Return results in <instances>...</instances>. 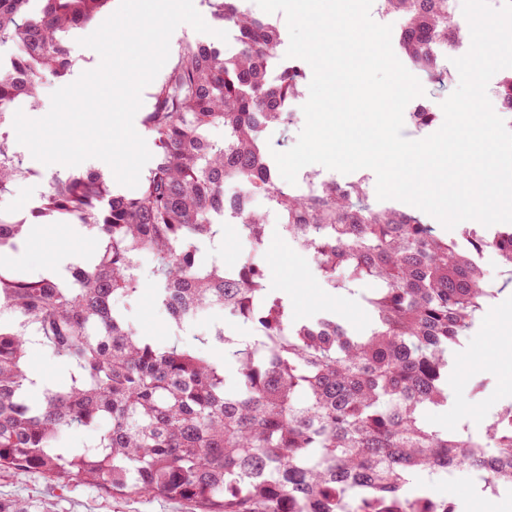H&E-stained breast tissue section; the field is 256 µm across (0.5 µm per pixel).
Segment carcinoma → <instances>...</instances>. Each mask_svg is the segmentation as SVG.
I'll list each match as a JSON object with an SVG mask.
<instances>
[{
  "instance_id": "carcinoma-1",
  "label": "carcinoma",
  "mask_w": 512,
  "mask_h": 512,
  "mask_svg": "<svg viewBox=\"0 0 512 512\" xmlns=\"http://www.w3.org/2000/svg\"><path fill=\"white\" fill-rule=\"evenodd\" d=\"M109 0H0V43L22 47L0 72V102L35 101L46 75L70 66L64 34L104 16ZM454 0H381L401 16L399 45L411 64L437 75L463 35ZM214 20L237 32L233 54L188 43L151 94L142 122L156 158L139 189L109 192L99 172L53 175L35 218L72 221L95 242L67 276L0 272V472L33 470L61 484L91 486L115 499L163 496L198 512H458L453 501L412 495L422 472L478 474L484 488L512 491V404L481 434L429 425V407L448 403L455 350L493 292L473 254L489 248L512 280V225L465 224L461 240L430 224L368 203L362 184L322 183L311 194L278 183L266 132L291 125L288 102L303 68L280 61L281 29L215 0ZM512 112V75L497 89ZM0 192L28 174L3 131ZM224 127V140L210 137ZM238 189L227 194L224 186ZM262 196L280 226L318 266L327 287L362 295L370 325L353 332L334 313L298 321L288 290L267 285L254 258L228 265L201 254L229 214L241 236L262 243ZM33 224L0 214V251L18 249ZM154 256V299L181 329L212 309L249 322L240 341L216 324L211 340L233 360L194 346L159 348L116 307L141 294L140 254ZM46 346L68 377L35 388L30 346ZM98 431L73 448L69 431Z\"/></svg>"
}]
</instances>
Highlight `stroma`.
I'll return each mask as SVG.
<instances>
[{"mask_svg": "<svg viewBox=\"0 0 512 512\" xmlns=\"http://www.w3.org/2000/svg\"><path fill=\"white\" fill-rule=\"evenodd\" d=\"M97 28L88 23L70 29L65 41L70 49L72 64L60 78L46 77L39 89L36 106L25 107L26 116L43 117L50 109L53 91L76 81L80 75L98 66V54L83 47L80 40ZM14 151L22 158L25 167L35 170L32 178L20 179L0 193V213L29 216L32 208L42 204L47 190V180L53 172H64V165H46L36 160L30 150L14 144ZM72 241L77 254L88 253L93 247L90 236L82 233L74 224H49L40 241L20 259L25 273L36 276L53 265L59 252L60 241ZM219 251L225 262L233 263L252 253H259L268 272V285L272 288L289 287L292 316L299 321L327 312H333L350 320L355 329H363L367 316L360 298L345 291L327 288L314 262L291 240L287 239L276 217L267 220L266 237L261 250L236 238L232 228H225L224 242ZM484 272L487 288L494 293L497 305L494 318L479 317L475 327L463 337V346L455 361V374L450 388L451 399L447 406L430 408L429 421L443 428L458 422H468L473 431H483L496 413L512 403V366L503 363L507 350L502 339L512 336V284L505 282L499 256L485 250L478 257ZM154 266L151 254H143L138 260L137 274L143 281L139 299L132 303L125 314L138 330L162 347L179 340H192L196 336H208L214 325L237 336L253 335L251 324L224 315L220 309H212L207 315L188 322L184 329H176L168 314L160 309L152 297ZM486 381L483 392H475L478 381ZM473 479L468 471H456L452 480L427 474L417 479L423 496L432 499L452 498L458 512H480L473 497L467 493ZM18 502L25 503L28 512H193L190 505L168 500L161 496L111 498L96 488L88 486H58L30 471L0 473V512H10Z\"/></svg>", "mask_w": 512, "mask_h": 512, "instance_id": "stroma-1", "label": "stroma"}]
</instances>
